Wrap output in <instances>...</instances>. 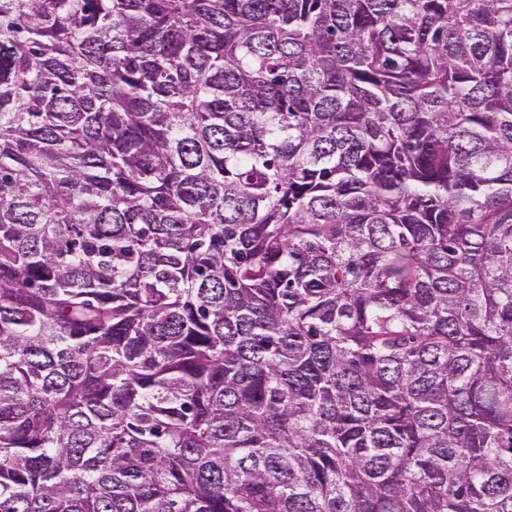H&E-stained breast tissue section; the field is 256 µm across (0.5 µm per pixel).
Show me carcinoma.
<instances>
[{
	"label": "carcinoma",
	"mask_w": 512,
	"mask_h": 512,
	"mask_svg": "<svg viewBox=\"0 0 512 512\" xmlns=\"http://www.w3.org/2000/svg\"><path fill=\"white\" fill-rule=\"evenodd\" d=\"M0 512H512V0H0Z\"/></svg>",
	"instance_id": "cac0c4a2"
}]
</instances>
